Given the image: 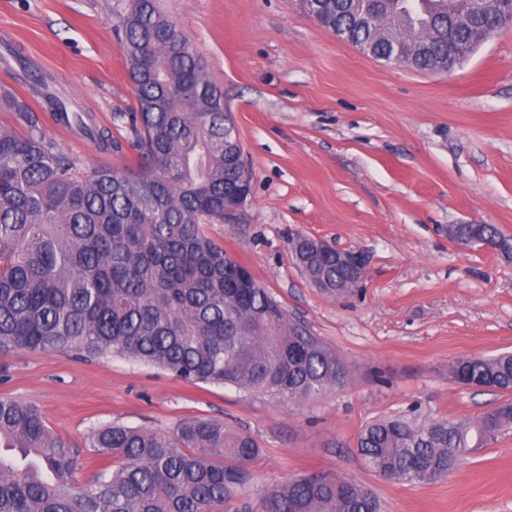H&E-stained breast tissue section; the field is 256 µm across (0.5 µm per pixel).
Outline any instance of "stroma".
I'll return each mask as SVG.
<instances>
[{"instance_id":"stroma-1","label":"stroma","mask_w":512,"mask_h":512,"mask_svg":"<svg viewBox=\"0 0 512 512\" xmlns=\"http://www.w3.org/2000/svg\"><path fill=\"white\" fill-rule=\"evenodd\" d=\"M122 0H0V85L27 94L22 67L50 76L122 141L136 100L113 15ZM205 61L235 121L252 195L231 224L204 231L246 267L291 321L346 363L341 388L276 400L232 386H194L116 356L0 357V396L36 405L76 445L109 423L158 432L207 418L260 445L254 479L226 512L256 503L261 484L333 473L370 490L381 512H512V429L434 482L387 480L358 439L371 421L477 418L512 393L456 383L449 363L512 352V259L462 248L452 224H493L512 237V27L451 72L422 73L363 54L314 23L298 0H160ZM46 133L84 169L122 168L76 132ZM368 258L336 296L310 285L291 235Z\"/></svg>"}]
</instances>
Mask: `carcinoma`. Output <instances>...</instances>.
I'll return each instance as SVG.
<instances>
[{
  "mask_svg": "<svg viewBox=\"0 0 512 512\" xmlns=\"http://www.w3.org/2000/svg\"><path fill=\"white\" fill-rule=\"evenodd\" d=\"M309 4L322 26L372 45L378 60L406 40L407 65L420 72L460 48L458 65L482 45V22L455 25L448 0H421L409 14L395 0H359L387 16L385 34L359 20L353 0ZM114 30L137 103L125 115L134 165L86 171L63 154L43 129L44 111L107 149L123 146L88 111L50 92L42 74L25 71L42 112L0 88V110L20 127H0V355H114L192 384L282 400L345 385V362L290 321L202 228L224 223V200L249 198L251 174L240 138L224 136L231 115L191 43L158 0H127ZM448 236L512 256V239L493 224H452ZM291 244L306 279L336 294V251L307 237ZM449 374L512 393V353L461 358ZM510 428L512 403L476 419L383 418L364 428L358 448L386 479L427 482ZM87 453L120 462L80 483ZM259 453L250 435L210 419L186 420L171 434L105 424L80 448L35 406L0 397V512H224L252 482ZM257 512H380V503L357 483L314 472L262 485Z\"/></svg>",
  "mask_w": 512,
  "mask_h": 512,
  "instance_id": "1",
  "label": "carcinoma"
}]
</instances>
